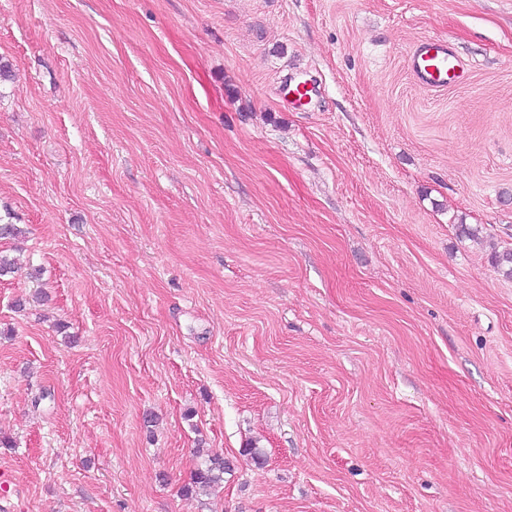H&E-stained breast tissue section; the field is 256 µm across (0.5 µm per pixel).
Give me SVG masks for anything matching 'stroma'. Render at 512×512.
Here are the masks:
<instances>
[{
	"label": "stroma",
	"instance_id": "35a3bbf8",
	"mask_svg": "<svg viewBox=\"0 0 512 512\" xmlns=\"http://www.w3.org/2000/svg\"><path fill=\"white\" fill-rule=\"evenodd\" d=\"M0 62L11 512H512V0H0ZM408 69L422 86L446 87L456 82L462 72L457 57L440 40H427L408 53ZM224 458L218 455L208 456L197 467L192 477V483L185 488V494H192L194 489H204L224 480V472L229 466Z\"/></svg>",
	"mask_w": 512,
	"mask_h": 512
}]
</instances>
